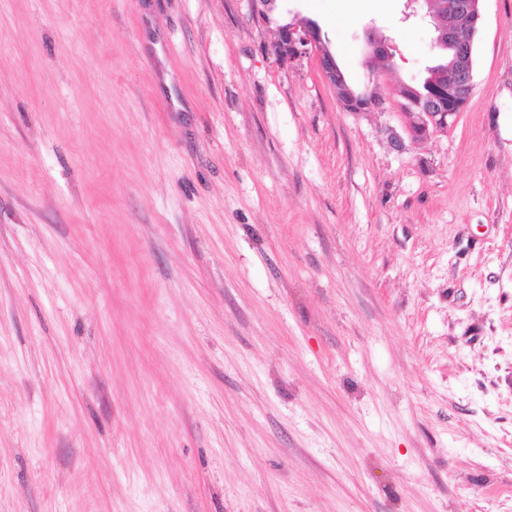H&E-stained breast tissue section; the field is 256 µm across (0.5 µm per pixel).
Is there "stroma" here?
<instances>
[{"mask_svg": "<svg viewBox=\"0 0 512 512\" xmlns=\"http://www.w3.org/2000/svg\"><path fill=\"white\" fill-rule=\"evenodd\" d=\"M0 0V512H512V0ZM314 21L355 91L275 54ZM393 47L365 64L366 34ZM424 2L427 15L435 31V44L441 50L448 51V63L436 64L429 69L424 83L431 88L430 103H422L413 89L424 94L423 84H408L405 93H397L399 104L405 118L403 134L413 142L423 143L439 132H445L457 117V106L469 98L474 87L473 49L470 34L460 35L461 25L467 22L475 33L481 22L482 0H414Z\"/></svg>", "mask_w": 512, "mask_h": 512, "instance_id": "obj_1", "label": "stroma"}]
</instances>
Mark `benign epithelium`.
I'll list each match as a JSON object with an SVG mask.
<instances>
[{
    "instance_id": "1",
    "label": "benign epithelium",
    "mask_w": 512,
    "mask_h": 512,
    "mask_svg": "<svg viewBox=\"0 0 512 512\" xmlns=\"http://www.w3.org/2000/svg\"><path fill=\"white\" fill-rule=\"evenodd\" d=\"M420 1L427 7L436 46L441 50L452 48L455 55L451 64H437L429 69L425 84L431 88L430 102H422L409 87L405 93L398 94L405 122L402 131H391L390 141L396 148L403 145L406 136L423 143L446 131L457 117V106L470 97L474 87L472 40L463 39L460 29L466 22L471 31L478 30L482 22V0H414ZM307 56L317 58L323 79L336 90L345 110L364 112L381 104V97L376 93H357L351 89L315 23L291 22L281 26L277 40L279 62L291 66ZM391 58L389 42L368 37L365 58L368 67L378 68Z\"/></svg>"
}]
</instances>
